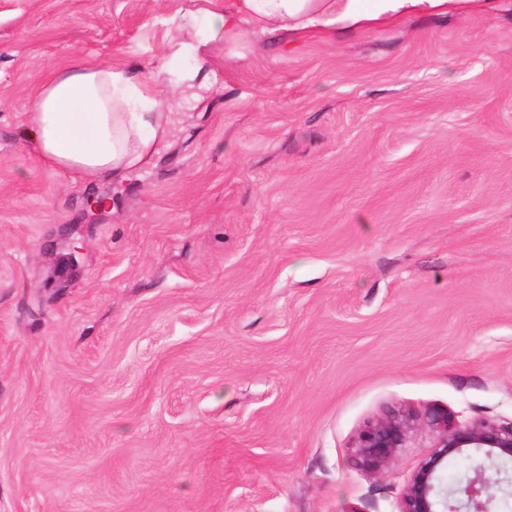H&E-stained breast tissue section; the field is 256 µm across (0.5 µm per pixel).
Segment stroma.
Returning a JSON list of instances; mask_svg holds the SVG:
<instances>
[{"mask_svg":"<svg viewBox=\"0 0 512 512\" xmlns=\"http://www.w3.org/2000/svg\"><path fill=\"white\" fill-rule=\"evenodd\" d=\"M224 2L0 0V512H398L433 438L372 473L366 421L512 420V0L242 25L149 166L39 160L50 67L149 71Z\"/></svg>","mask_w":512,"mask_h":512,"instance_id":"1","label":"stroma"}]
</instances>
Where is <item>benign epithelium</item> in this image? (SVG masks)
Here are the masks:
<instances>
[{"label": "benign epithelium", "instance_id": "7a95c632", "mask_svg": "<svg viewBox=\"0 0 512 512\" xmlns=\"http://www.w3.org/2000/svg\"><path fill=\"white\" fill-rule=\"evenodd\" d=\"M422 430L434 437V444L404 486L399 512H493L495 495L488 468L478 467L471 477L450 488L443 484V471L448 458L464 453L478 454L489 465L511 461L512 421L460 422L439 407L422 414L401 408L364 425L354 444L356 463L379 473Z\"/></svg>", "mask_w": 512, "mask_h": 512}]
</instances>
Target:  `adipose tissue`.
Returning <instances> with one entry per match:
<instances>
[{"mask_svg":"<svg viewBox=\"0 0 512 512\" xmlns=\"http://www.w3.org/2000/svg\"><path fill=\"white\" fill-rule=\"evenodd\" d=\"M476 0H233L207 15L195 42L234 35L248 22L258 35L282 30L348 34L410 16L445 14ZM163 58L151 72L76 59L54 68L35 93L28 124L39 156L52 168L105 178L148 166L169 133L175 106L158 89L171 72Z\"/></svg>","mask_w":512,"mask_h":512,"instance_id":"obj_1","label":"adipose tissue"}]
</instances>
